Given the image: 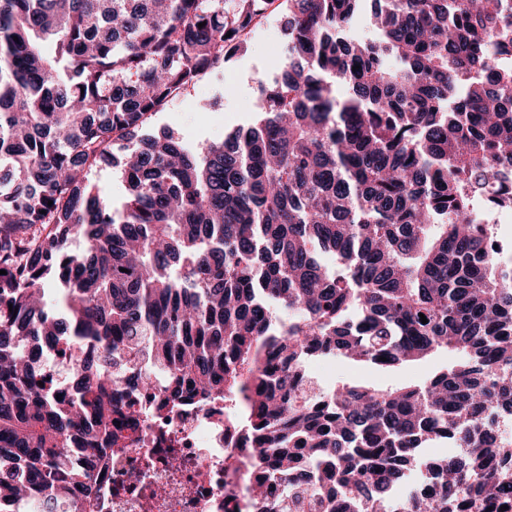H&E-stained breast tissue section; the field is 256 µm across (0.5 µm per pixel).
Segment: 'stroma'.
<instances>
[{
    "instance_id": "1",
    "label": "stroma",
    "mask_w": 512,
    "mask_h": 512,
    "mask_svg": "<svg viewBox=\"0 0 512 512\" xmlns=\"http://www.w3.org/2000/svg\"><path fill=\"white\" fill-rule=\"evenodd\" d=\"M281 17L263 18L248 34L249 49L216 68L195 91L169 103L150 120L152 130L169 129L190 146L223 139L231 130L251 124L258 115V80L273 81L283 67ZM448 363L441 353L403 369L385 372L335 362L325 373L342 383L364 378L379 385L424 380Z\"/></svg>"
}]
</instances>
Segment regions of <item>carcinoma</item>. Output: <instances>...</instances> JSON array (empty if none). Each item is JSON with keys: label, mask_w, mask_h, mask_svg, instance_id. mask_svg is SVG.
<instances>
[{"label": "carcinoma", "mask_w": 512, "mask_h": 512, "mask_svg": "<svg viewBox=\"0 0 512 512\" xmlns=\"http://www.w3.org/2000/svg\"><path fill=\"white\" fill-rule=\"evenodd\" d=\"M361 2L0 0V512L90 496L137 434L124 387L140 376L118 346L168 372L157 411L233 409L257 504L391 512L403 484L399 512H512L492 418L512 416V256L489 258L469 189L512 204V0H374L371 37L352 39ZM273 7L286 63L259 82L258 119L195 152L150 132ZM103 165L121 170L119 207L88 179ZM59 336L99 350L57 401L16 346ZM441 349L454 362L419 384L296 393L303 350L387 370ZM437 444L463 455L409 483ZM73 448L83 480L66 485Z\"/></svg>", "instance_id": "obj_1"}]
</instances>
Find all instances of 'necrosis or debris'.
<instances>
[{"label": "necrosis or debris", "mask_w": 512, "mask_h": 512, "mask_svg": "<svg viewBox=\"0 0 512 512\" xmlns=\"http://www.w3.org/2000/svg\"><path fill=\"white\" fill-rule=\"evenodd\" d=\"M93 354L90 342L61 336L29 363L47 390L66 396L73 368ZM137 370L151 380L150 389L132 395L143 410L138 438L98 474L82 512H262L239 474L224 470L226 456L248 463L257 451L225 431L223 405L190 401L174 414L157 415L155 391L167 375L143 364Z\"/></svg>", "instance_id": "1"}]
</instances>
